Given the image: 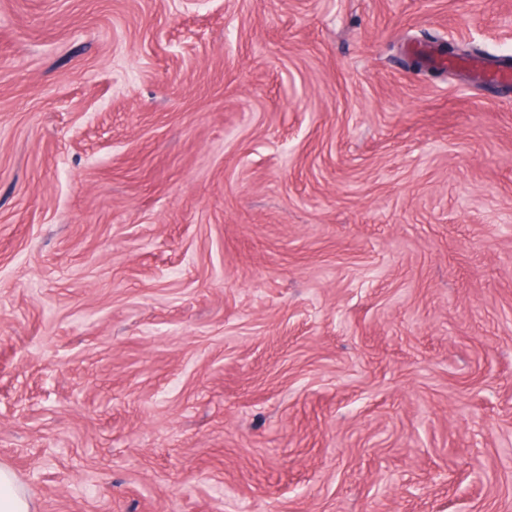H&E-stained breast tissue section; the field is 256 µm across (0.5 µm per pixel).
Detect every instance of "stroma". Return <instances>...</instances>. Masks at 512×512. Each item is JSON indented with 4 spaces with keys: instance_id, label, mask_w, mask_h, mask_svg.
<instances>
[{
    "instance_id": "35a3bbf8",
    "label": "stroma",
    "mask_w": 512,
    "mask_h": 512,
    "mask_svg": "<svg viewBox=\"0 0 512 512\" xmlns=\"http://www.w3.org/2000/svg\"><path fill=\"white\" fill-rule=\"evenodd\" d=\"M497 59L512 0H0L34 512H512ZM478 78L488 84H512V64L509 61L493 62L477 72Z\"/></svg>"
}]
</instances>
